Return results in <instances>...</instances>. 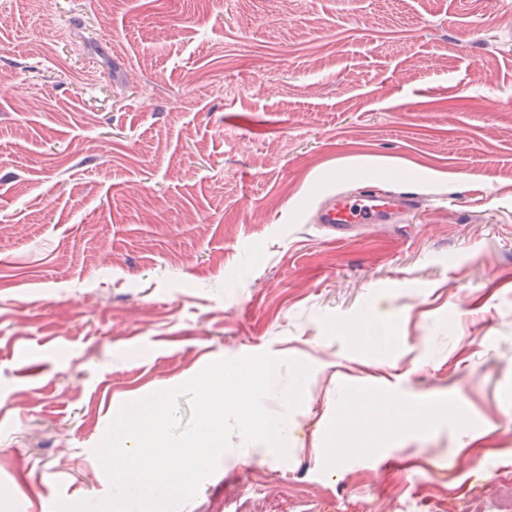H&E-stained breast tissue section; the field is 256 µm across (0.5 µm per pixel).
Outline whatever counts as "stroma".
<instances>
[{
    "mask_svg": "<svg viewBox=\"0 0 512 512\" xmlns=\"http://www.w3.org/2000/svg\"><path fill=\"white\" fill-rule=\"evenodd\" d=\"M407 185L400 223L314 221ZM507 276L512 0H0V512L30 468L103 499L123 404L262 353L310 368L287 458L233 434L180 512H507ZM354 389L462 395L468 434L375 416L330 458Z\"/></svg>",
    "mask_w": 512,
    "mask_h": 512,
    "instance_id": "obj_1",
    "label": "stroma"
}]
</instances>
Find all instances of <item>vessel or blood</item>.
Instances as JSON below:
<instances>
[{
    "instance_id": "obj_1",
    "label": "vessel or blood",
    "mask_w": 512,
    "mask_h": 512,
    "mask_svg": "<svg viewBox=\"0 0 512 512\" xmlns=\"http://www.w3.org/2000/svg\"><path fill=\"white\" fill-rule=\"evenodd\" d=\"M418 201L417 194L409 190L382 193L367 187L356 192H339L324 199L315 221L341 239L358 224L395 223L401 215L417 209ZM15 482L25 491L27 512H42L43 485L25 473L16 474Z\"/></svg>"
}]
</instances>
